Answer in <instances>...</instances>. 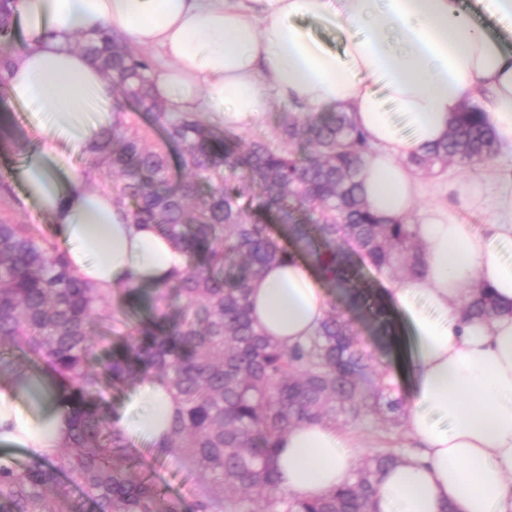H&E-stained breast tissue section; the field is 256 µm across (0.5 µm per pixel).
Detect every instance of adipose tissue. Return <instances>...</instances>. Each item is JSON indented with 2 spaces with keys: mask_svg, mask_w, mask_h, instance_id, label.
Listing matches in <instances>:
<instances>
[{
  "mask_svg": "<svg viewBox=\"0 0 512 512\" xmlns=\"http://www.w3.org/2000/svg\"><path fill=\"white\" fill-rule=\"evenodd\" d=\"M24 39L6 93L33 108L39 148L22 170L27 195L55 224L74 276L103 291L151 288L185 255L154 230L130 224L108 192L70 176L112 124V85L68 37L109 27L156 51L153 92L172 112H215L242 128L272 95L322 112L350 113L371 151L359 181L369 209L406 217L426 192L439 204L414 230L425 274L387 283L385 302L411 326L412 393L404 415L413 443L382 476L372 512H512V317L467 319L478 286L512 304V174L461 173L426 186L403 158L442 138L451 117L477 105L512 149V51L478 25L463 0H18ZM310 19L343 36L327 48ZM482 213L484 233L459 207ZM252 315L291 345L314 334L330 309L327 287L305 261L265 271ZM176 411L157 380L112 416L132 440L163 438ZM65 398L38 402L0 381V443L37 457L62 445ZM356 434L324 423L289 430L278 454L280 486L317 498L348 482L360 458Z\"/></svg>",
  "mask_w": 512,
  "mask_h": 512,
  "instance_id": "ef3b65f1",
  "label": "adipose tissue"
}]
</instances>
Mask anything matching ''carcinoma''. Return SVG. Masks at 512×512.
I'll use <instances>...</instances> for the list:
<instances>
[{
    "instance_id": "carcinoma-1",
    "label": "carcinoma",
    "mask_w": 512,
    "mask_h": 512,
    "mask_svg": "<svg viewBox=\"0 0 512 512\" xmlns=\"http://www.w3.org/2000/svg\"><path fill=\"white\" fill-rule=\"evenodd\" d=\"M18 0H0V96L13 55ZM72 45L112 80V125L89 149L86 181L99 183L132 224H152L184 251L186 265L144 297L112 296L76 278L56 228L0 216V373L21 379L45 368L63 383L69 432L52 455L23 467L0 461V512H369L379 475L403 453L365 456L352 480L318 499L279 486L277 457L288 430L305 422L373 418L389 433L405 401L392 395L361 349L352 321L331 308L315 334L288 347L251 316L250 293L264 270L304 255L350 304L383 310L362 291V268L391 280L422 275L425 255L406 219L382 220L359 191L370 152L345 112L280 116L274 137L245 149L192 112L174 113L151 92L152 66L110 29L78 34ZM497 138L478 107L467 106L448 133L407 163L427 174L483 164ZM276 216L288 248L246 209ZM467 318L506 312L482 286L463 305ZM122 322L127 335L100 333ZM161 379L177 406L156 457L197 473L189 504L140 466L131 440L111 421L104 388ZM79 489L73 499L62 480Z\"/></svg>"
}]
</instances>
